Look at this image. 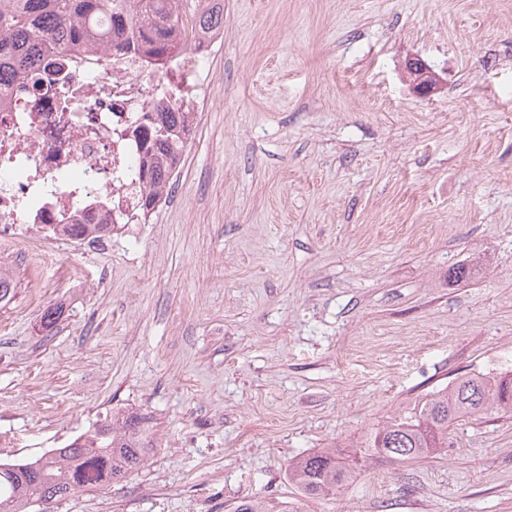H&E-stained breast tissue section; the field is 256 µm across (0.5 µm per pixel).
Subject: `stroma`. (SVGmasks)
<instances>
[{
  "mask_svg": "<svg viewBox=\"0 0 512 512\" xmlns=\"http://www.w3.org/2000/svg\"><path fill=\"white\" fill-rule=\"evenodd\" d=\"M413 57L443 79L430 96ZM204 78L147 223L0 241V458L135 411L145 464L54 512H512V415L493 411L335 494L288 480L457 376L512 369V0H224ZM405 68L412 80V89L416 94L425 96L438 88L439 76L422 60L412 58L406 63ZM236 512H297V510L288 505V502L272 503L259 496L239 504Z\"/></svg>",
  "mask_w": 512,
  "mask_h": 512,
  "instance_id": "35a3bbf8",
  "label": "stroma"
}]
</instances>
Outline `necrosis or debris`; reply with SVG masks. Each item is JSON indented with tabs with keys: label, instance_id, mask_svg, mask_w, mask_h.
I'll list each match as a JSON object with an SVG mask.
<instances>
[{
	"label": "necrosis or debris",
	"instance_id": "necrosis-or-debris-1",
	"mask_svg": "<svg viewBox=\"0 0 512 512\" xmlns=\"http://www.w3.org/2000/svg\"><path fill=\"white\" fill-rule=\"evenodd\" d=\"M221 33L196 35L155 75L147 57L72 52L41 89L0 85V234L15 224H110L135 212L158 102L205 101L201 80Z\"/></svg>",
	"mask_w": 512,
	"mask_h": 512
}]
</instances>
